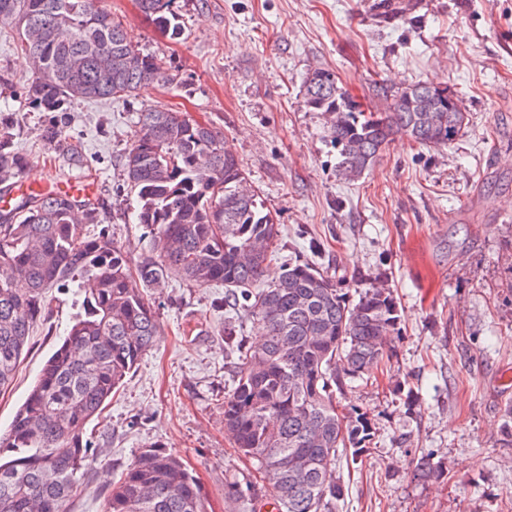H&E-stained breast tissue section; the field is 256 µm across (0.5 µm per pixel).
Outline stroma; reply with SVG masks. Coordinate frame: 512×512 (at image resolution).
Listing matches in <instances>:
<instances>
[{"label":"stroma","instance_id":"stroma-1","mask_svg":"<svg viewBox=\"0 0 512 512\" xmlns=\"http://www.w3.org/2000/svg\"><path fill=\"white\" fill-rule=\"evenodd\" d=\"M97 5L123 21L141 52L171 64L178 82L74 101L69 134L82 157L73 162L44 146L50 115L25 105L32 73L0 25V100L13 107L26 185L93 183L104 224L137 261L150 236L135 220L124 158L138 112L172 108L222 130L281 226L270 270L310 258L351 299L378 275L399 302L393 357L338 396L365 412L374 432L362 462L341 470L348 492L340 512H512V446L501 442L503 409L512 405V0H423L406 27L377 25L366 0H177V40L155 30L136 0ZM316 68L336 71L370 106L379 103L377 83L449 84L469 124L445 148L395 137L361 179L340 181L326 116L304 103L303 80ZM224 293L174 276L151 291L160 334L90 424L102 462L85 473L69 512H100L113 481L154 445L184 457L210 512H243L224 499L226 482L248 479L224 434L236 360L224 326L250 345L256 329ZM79 309L71 293L54 292L49 326L34 330L0 394V435ZM422 448L436 451L442 478H413L410 460Z\"/></svg>","mask_w":512,"mask_h":512}]
</instances>
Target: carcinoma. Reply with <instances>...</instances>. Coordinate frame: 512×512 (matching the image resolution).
Segmentation results:
<instances>
[{"label":"carcinoma","instance_id":"cac0c4a2","mask_svg":"<svg viewBox=\"0 0 512 512\" xmlns=\"http://www.w3.org/2000/svg\"><path fill=\"white\" fill-rule=\"evenodd\" d=\"M141 14L173 39L183 33L176 0H136ZM420 0H370L379 25L415 20ZM0 23L11 26L35 75L25 101L52 113L41 138L75 159L67 137L74 100L131 96L142 86L167 87L176 74L141 53L121 20L95 0H0ZM304 103L329 115L336 176L362 178L389 141L405 136L446 146L464 130L467 113L448 84L415 83L380 90L381 109L365 107L336 72L316 68L303 81ZM26 158L14 148L11 124L0 118V391L10 386L33 329L50 315L49 290L86 285L82 311L45 361L8 434L0 437V512H68L79 482L99 453L86 426L99 417L126 377L154 346L160 323L150 290L174 274L197 288L221 283L227 299L253 319L261 342L238 350L236 375L224 394V432L250 462L255 482L224 486V499L250 512H339L345 485L341 456L362 460L372 426L336 401L392 353L401 315L383 283L352 302L336 278L308 261L283 266L272 284L263 277L278 253L279 224L246 185L224 132L173 109L137 113L125 176L136 217L153 249L136 266L101 225L88 196L29 190L14 195ZM421 478L444 474L434 452L411 461ZM101 512H207L195 477L176 453L157 446L139 452L112 485Z\"/></svg>","mask_w":512,"mask_h":512}]
</instances>
